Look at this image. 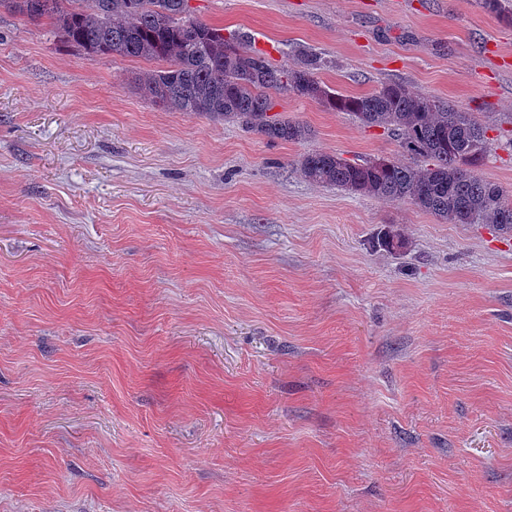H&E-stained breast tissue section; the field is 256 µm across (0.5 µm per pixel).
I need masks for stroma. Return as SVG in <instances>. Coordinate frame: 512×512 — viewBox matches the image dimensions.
<instances>
[{
    "instance_id": "stroma-1",
    "label": "stroma",
    "mask_w": 512,
    "mask_h": 512,
    "mask_svg": "<svg viewBox=\"0 0 512 512\" xmlns=\"http://www.w3.org/2000/svg\"><path fill=\"white\" fill-rule=\"evenodd\" d=\"M357 96L473 113L512 193V20L485 0H189ZM0 10V512H512V233L310 183L402 156L170 112L150 62ZM397 251L374 247L381 229Z\"/></svg>"
}]
</instances>
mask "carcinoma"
Segmentation results:
<instances>
[{
    "label": "carcinoma",
    "mask_w": 512,
    "mask_h": 512,
    "mask_svg": "<svg viewBox=\"0 0 512 512\" xmlns=\"http://www.w3.org/2000/svg\"><path fill=\"white\" fill-rule=\"evenodd\" d=\"M30 22L51 20L75 48L166 66L140 77L143 93L171 112L236 123L270 141L310 138L308 125L270 114L274 90L318 100L366 127L397 138L407 161H350L312 151L298 171L307 181L392 202H408L444 224H494L512 231V195L478 172L489 149L487 127L471 113L401 82L360 96L336 95L316 78L320 59L298 51L290 66L252 49L247 33L198 25L188 0H0V9ZM428 160L425 165L417 158Z\"/></svg>",
    "instance_id": "1"
}]
</instances>
